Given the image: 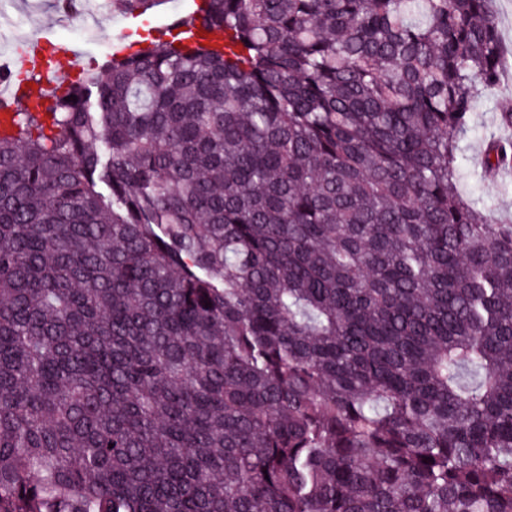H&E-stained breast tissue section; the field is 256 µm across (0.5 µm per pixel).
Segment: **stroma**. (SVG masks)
<instances>
[{
    "instance_id": "35a3bbf8",
    "label": "stroma",
    "mask_w": 512,
    "mask_h": 512,
    "mask_svg": "<svg viewBox=\"0 0 512 512\" xmlns=\"http://www.w3.org/2000/svg\"><path fill=\"white\" fill-rule=\"evenodd\" d=\"M192 4L193 0H168L160 12L130 16L107 11L104 0H83L71 20L60 18L56 0H0V51L43 36L54 44L83 46L86 56L78 62V71L98 70L116 51L117 36L127 31L132 40L145 43L164 38L172 15L186 13ZM495 10L509 55L499 84L484 94L472 115L473 132L462 144L460 190L496 218L512 222V193H501L497 183L477 175L485 137L498 132L499 112L512 109V0H496ZM80 25L88 27L89 36L74 35Z\"/></svg>"
}]
</instances>
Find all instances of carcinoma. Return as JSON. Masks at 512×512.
Here are the masks:
<instances>
[{"instance_id":"1","label":"carcinoma","mask_w":512,"mask_h":512,"mask_svg":"<svg viewBox=\"0 0 512 512\" xmlns=\"http://www.w3.org/2000/svg\"><path fill=\"white\" fill-rule=\"evenodd\" d=\"M197 19L0 134V512H512L494 0ZM495 10L501 40L509 56L505 59L499 84L484 94L472 115L473 132L462 143L459 187L496 218L512 224V193L502 194L499 183L483 181L476 174L480 171L483 139L492 133H501L497 125L498 113L506 108L512 110V0H496Z\"/></svg>"}]
</instances>
